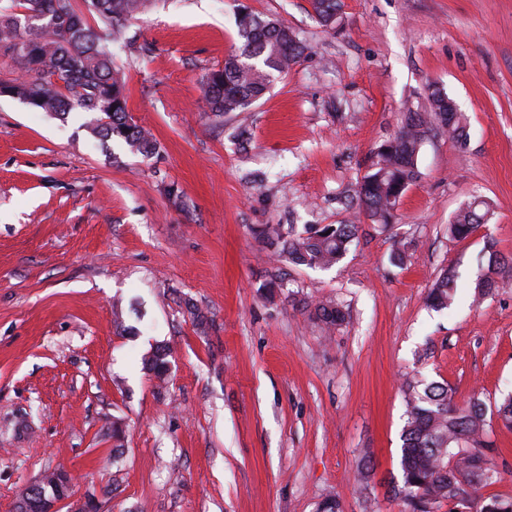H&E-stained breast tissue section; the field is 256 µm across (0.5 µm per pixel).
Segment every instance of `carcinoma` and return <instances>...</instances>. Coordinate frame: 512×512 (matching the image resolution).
<instances>
[{"label":"carcinoma","instance_id":"1","mask_svg":"<svg viewBox=\"0 0 512 512\" xmlns=\"http://www.w3.org/2000/svg\"><path fill=\"white\" fill-rule=\"evenodd\" d=\"M153 0H4L0 3V55L9 59V75L0 76V90L42 112L86 114L91 134L124 141L132 154L151 156L156 140L131 121L126 81L112 63L110 44L123 38L137 16ZM340 0H312L320 23L331 26ZM241 44L224 59V66L204 77L209 111L218 115L243 111L262 98L276 77L288 73L306 47L281 21L252 14L250 23H237ZM448 133L464 142L466 120L457 113L448 123L441 99L429 97L425 112L409 111L402 126L377 149V162L357 190L358 208L372 223L387 229L397 223L396 205L417 180V157L431 133ZM490 215L489 203L475 196L448 224V234L464 240L473 235ZM358 225L309 224L298 232L292 226L265 224L258 237L276 248L278 258L294 266L330 268L347 254ZM486 264L474 286V300L512 282V256L487 242ZM459 291L458 276L445 271L433 282L426 302L434 310L449 308ZM308 317L328 328L345 321L342 306L320 302L308 309ZM170 347H156L146 368L157 376L168 369ZM407 419L402 431L401 483L392 487L410 512H432L435 505L451 500H471L493 483L495 470L485 448L488 416L512 428V394L490 408L477 396L463 404L454 389L436 381L419 380L405 386ZM55 473L48 472L23 493L21 502H40L54 493ZM479 512H512V498L481 499Z\"/></svg>","mask_w":512,"mask_h":512}]
</instances>
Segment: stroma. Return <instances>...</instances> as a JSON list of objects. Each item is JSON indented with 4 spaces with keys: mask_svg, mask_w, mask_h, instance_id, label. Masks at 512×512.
Instances as JSON below:
<instances>
[{
    "mask_svg": "<svg viewBox=\"0 0 512 512\" xmlns=\"http://www.w3.org/2000/svg\"><path fill=\"white\" fill-rule=\"evenodd\" d=\"M342 2L327 29L311 0H156L112 45L129 113L159 144L149 157L94 137L82 113L0 97V512L58 466L73 476L60 512L91 497L100 512H316L334 494L344 512H409L391 493L406 381L449 383L461 402L512 392V285L477 307L469 288L487 240L512 252V0ZM242 4L307 50L216 117L203 78L239 46ZM432 86L467 139L424 141L381 230L358 184ZM474 196L488 223L452 238ZM339 222L360 230L328 269L278 262L253 234ZM446 269L463 290L435 312L425 297ZM326 298L346 313L329 333L306 312ZM159 344L161 378L143 368ZM485 439L496 478L480 494L512 498V429L490 422Z\"/></svg>",
    "mask_w": 512,
    "mask_h": 512,
    "instance_id": "35a3bbf8",
    "label": "stroma"
}]
</instances>
